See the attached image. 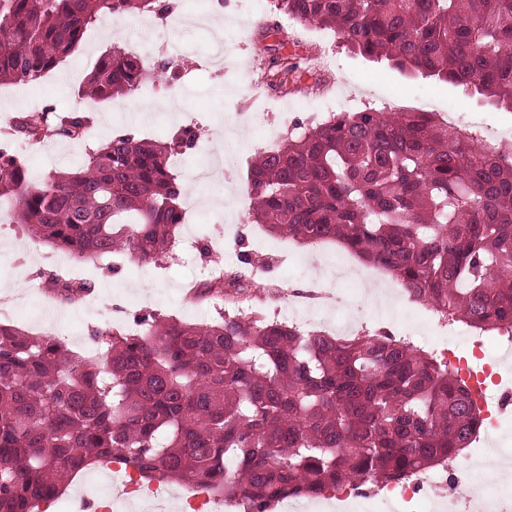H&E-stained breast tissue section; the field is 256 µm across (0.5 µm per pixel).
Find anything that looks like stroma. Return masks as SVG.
I'll return each instance as SVG.
<instances>
[{"label":"stroma","instance_id":"obj_1","mask_svg":"<svg viewBox=\"0 0 512 512\" xmlns=\"http://www.w3.org/2000/svg\"><path fill=\"white\" fill-rule=\"evenodd\" d=\"M203 26L171 28L164 37L173 49L177 67L162 72L148 13H131L91 26L76 51L46 74L38 85H0V148L13 145L9 132L14 117L53 107L68 112L78 102V89L100 56L114 47L139 55L156 77L132 97L118 96L96 104L95 118L86 140L57 139L33 144L21 154L30 181L38 182L53 171L77 169L85 160L86 145H98L122 132L142 139H164L185 128L201 137L177 167L182 187L184 221L169 257L141 263L126 253L85 260L61 253L35 240L10 214L0 215V295L15 297V326L38 334L51 325L57 340L85 355L101 356L102 348L90 339L95 328L135 329L139 319L158 313L192 324L219 320L225 302L212 299L192 303L185 299L187 286L203 282L214 264L225 273H244L252 293L278 289L277 306L267 316L306 329L329 331L330 321L355 320L360 335L411 329V342L434 351L440 339L439 321L426 322L411 311V302L386 272L377 279L389 285L393 302L385 309L357 303L355 281L337 277L336 269L349 266L359 272L368 267L335 244L302 248L287 237L263 232L249 219L248 169L263 137H284L295 121L327 118L329 112H356L373 104L387 112H408L413 93H428L425 112L447 121L448 103L468 113L471 130L494 146L512 147V112L496 110L465 99L461 89L436 80L403 74L386 62H372L350 53L336 32L303 26L275 12L273 0H208ZM227 52L224 72L205 70L201 59L215 41ZM281 45L282 55L293 56L303 66H313L317 55L332 59L334 78L316 90L291 93L267 83L271 46ZM235 157L234 171L223 187L204 185L189 174L207 157ZM249 253L250 264L239 261ZM64 262L69 274L90 283L91 293L79 303L61 304L45 272ZM321 280L342 299L332 305L289 310V290L307 288L310 279Z\"/></svg>","mask_w":512,"mask_h":512}]
</instances>
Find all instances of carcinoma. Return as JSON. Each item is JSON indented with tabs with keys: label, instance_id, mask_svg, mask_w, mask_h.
I'll return each instance as SVG.
<instances>
[{
	"label": "carcinoma",
	"instance_id": "1",
	"mask_svg": "<svg viewBox=\"0 0 512 512\" xmlns=\"http://www.w3.org/2000/svg\"><path fill=\"white\" fill-rule=\"evenodd\" d=\"M300 25L336 31L355 55L456 85L512 110V0H275ZM155 0H0V84L36 82L105 16ZM277 57L270 85L297 88ZM149 78L114 48L78 96L102 103ZM91 117L25 115L31 140L84 138ZM175 144L116 135L83 165L29 182L0 162V204L45 243L78 258L168 253L183 224ZM251 223L307 245L334 241L391 273L448 322L512 335V153L431 112L367 107L297 125L248 172ZM242 275L208 280L199 296ZM87 283L57 286L77 303ZM98 367L50 336L0 323V512H32L65 480L115 462L137 482H176L271 512L286 497L400 484L452 462L480 428L445 362L386 334L328 336L256 312L207 326L152 318L146 332L97 329Z\"/></svg>",
	"mask_w": 512,
	"mask_h": 512
}]
</instances>
